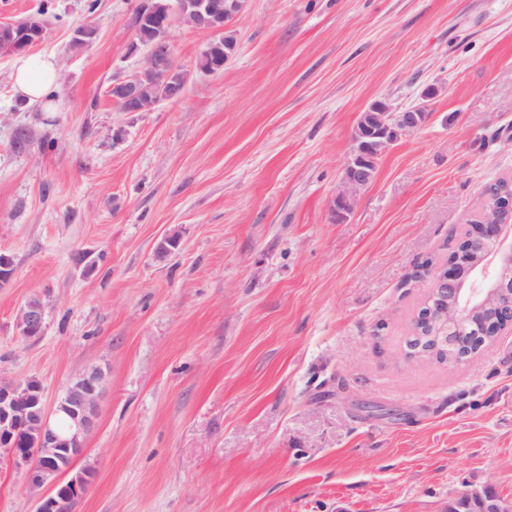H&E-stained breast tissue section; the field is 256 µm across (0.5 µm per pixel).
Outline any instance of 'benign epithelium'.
I'll list each match as a JSON object with an SVG mask.
<instances>
[{
  "label": "benign epithelium",
  "mask_w": 512,
  "mask_h": 512,
  "mask_svg": "<svg viewBox=\"0 0 512 512\" xmlns=\"http://www.w3.org/2000/svg\"><path fill=\"white\" fill-rule=\"evenodd\" d=\"M244 5L245 0H199L185 7L212 13L210 32L216 40L232 27ZM16 26L15 22L0 24V53L20 50L13 35ZM139 52L144 53L145 59L140 70L112 77V100L122 105L124 112L135 111L140 82L146 73L169 81L171 99L181 97L186 85V75L174 76L177 68L168 36L146 48L131 38L129 53ZM428 117L429 113L420 106L398 108L387 99L375 101L359 114L333 199L336 219L344 220L353 212L359 195L373 181L376 164L385 151L403 136L420 129ZM470 238L474 249L469 255L458 258L451 253L448 267L432 272L433 288L422 303V315L431 321L446 312L448 323L456 325L491 305L501 310V316L495 321L499 327L497 335L483 337L474 350L453 336L437 341L453 364L475 357L502 333L512 330V224L499 222L494 212L470 228ZM44 323L45 306L38 295L31 296L16 311L15 326L25 339L39 337ZM105 387V373L96 367L89 368L71 381L50 408L38 380H0V461L25 469V488L36 504V512H58L61 503L79 497L91 484L94 473L90 469L69 479L66 475L86 451V441L97 425ZM60 417L67 421L63 430L57 426ZM23 429L40 442L33 455L19 445L18 434ZM34 456L42 464H35ZM462 497L471 512H512V501L499 497L487 498L478 492H466Z\"/></svg>",
  "instance_id": "benign-epithelium-1"
}]
</instances>
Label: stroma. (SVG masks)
<instances>
[{
	"instance_id": "obj_1",
	"label": "stroma",
	"mask_w": 512,
	"mask_h": 512,
	"mask_svg": "<svg viewBox=\"0 0 512 512\" xmlns=\"http://www.w3.org/2000/svg\"><path fill=\"white\" fill-rule=\"evenodd\" d=\"M146 2L0 0V24L46 10L32 51L59 65L44 112L0 54V379L51 401L87 368L108 379L71 512L512 498V333L460 364L403 350L420 266L512 177V0H247L223 71L199 68L209 32L174 22L182 96L122 112L108 89L144 64L127 44ZM84 23L97 37L72 49ZM384 98L429 119L337 220L358 114ZM34 294L27 340L15 313ZM0 512H35L7 464ZM45 323V306L39 295L27 299L16 311L15 326L18 334L25 339L41 335Z\"/></svg>"
}]
</instances>
